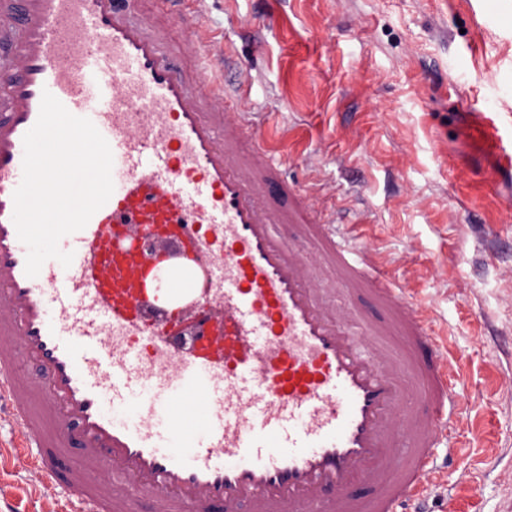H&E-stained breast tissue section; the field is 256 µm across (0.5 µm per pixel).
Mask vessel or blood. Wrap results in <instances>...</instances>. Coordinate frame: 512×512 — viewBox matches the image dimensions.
Masks as SVG:
<instances>
[{
    "label": "vessel or blood",
    "instance_id": "obj_1",
    "mask_svg": "<svg viewBox=\"0 0 512 512\" xmlns=\"http://www.w3.org/2000/svg\"><path fill=\"white\" fill-rule=\"evenodd\" d=\"M136 3L0 0V427L17 460L74 512H411L456 422L457 363L365 222L337 229L288 184L291 208L268 203L283 161L228 111L206 24L188 68ZM46 91L108 142L113 192L60 239L71 265L30 277L13 194ZM470 116L494 174L512 176V113ZM312 246L380 317L326 313ZM412 393L424 410L409 418Z\"/></svg>",
    "mask_w": 512,
    "mask_h": 512
}]
</instances>
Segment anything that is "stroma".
Instances as JSON below:
<instances>
[{
    "label": "stroma",
    "instance_id": "35a3bbf8",
    "mask_svg": "<svg viewBox=\"0 0 512 512\" xmlns=\"http://www.w3.org/2000/svg\"><path fill=\"white\" fill-rule=\"evenodd\" d=\"M136 20L167 24L166 52L195 53L193 14L140 0ZM206 25L232 47L225 87L309 205L337 223L362 217L366 243L428 309L460 363L455 434L435 448L432 512H512V181L449 177L477 143L468 106L505 99L512 30L484 22L483 0H208ZM0 512H70L62 487L19 464L0 473Z\"/></svg>",
    "mask_w": 512,
    "mask_h": 512
}]
</instances>
